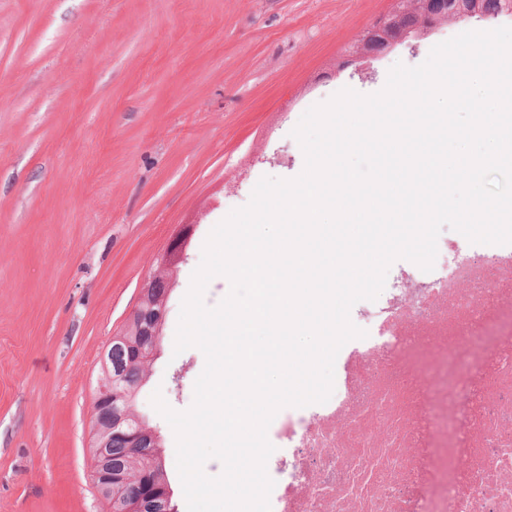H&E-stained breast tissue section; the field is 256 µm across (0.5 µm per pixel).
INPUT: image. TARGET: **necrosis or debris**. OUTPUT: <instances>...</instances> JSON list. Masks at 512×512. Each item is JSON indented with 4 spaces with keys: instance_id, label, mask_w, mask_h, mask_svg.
I'll use <instances>...</instances> for the list:
<instances>
[{
    "instance_id": "obj_1",
    "label": "necrosis or debris",
    "mask_w": 512,
    "mask_h": 512,
    "mask_svg": "<svg viewBox=\"0 0 512 512\" xmlns=\"http://www.w3.org/2000/svg\"><path fill=\"white\" fill-rule=\"evenodd\" d=\"M283 416L271 512H512V245L438 250Z\"/></svg>"
}]
</instances>
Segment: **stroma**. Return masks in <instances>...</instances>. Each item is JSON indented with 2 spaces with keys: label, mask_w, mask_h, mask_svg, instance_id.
<instances>
[{
  "label": "stroma",
  "mask_w": 512,
  "mask_h": 512,
  "mask_svg": "<svg viewBox=\"0 0 512 512\" xmlns=\"http://www.w3.org/2000/svg\"><path fill=\"white\" fill-rule=\"evenodd\" d=\"M400 0H0V512H107L93 481V387L140 284L186 225L137 412L187 512L176 439L154 409L194 400L195 347L171 356L211 230L305 158L291 132L345 85L367 94L466 29L360 35ZM402 38H386L384 41L377 39L375 32L366 30L359 46V53L366 56H378L392 48Z\"/></svg>",
  "instance_id": "35a3bbf8"
}]
</instances>
